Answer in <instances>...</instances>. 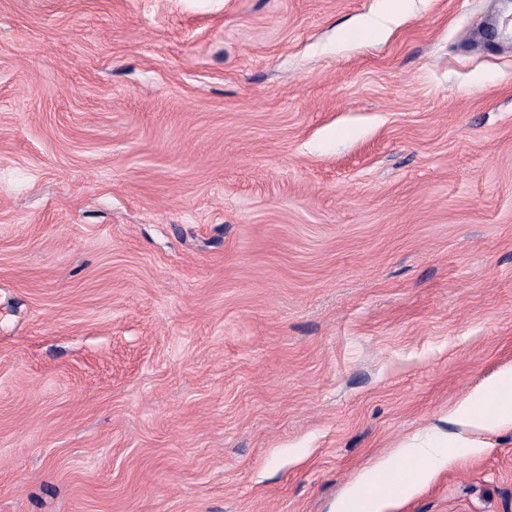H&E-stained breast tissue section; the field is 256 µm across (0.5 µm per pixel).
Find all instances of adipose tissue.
<instances>
[{
  "label": "adipose tissue",
  "mask_w": 512,
  "mask_h": 512,
  "mask_svg": "<svg viewBox=\"0 0 512 512\" xmlns=\"http://www.w3.org/2000/svg\"><path fill=\"white\" fill-rule=\"evenodd\" d=\"M449 417L464 430V437L451 439L426 429L416 432L404 440L399 453L366 470L336 512H385L398 495L430 481L448 457L480 448L479 434L512 426V370L490 388L457 403Z\"/></svg>",
  "instance_id": "ef3b65f1"
}]
</instances>
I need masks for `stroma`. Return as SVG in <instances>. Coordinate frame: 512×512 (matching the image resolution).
<instances>
[{"instance_id": "stroma-1", "label": "stroma", "mask_w": 512, "mask_h": 512, "mask_svg": "<svg viewBox=\"0 0 512 512\" xmlns=\"http://www.w3.org/2000/svg\"><path fill=\"white\" fill-rule=\"evenodd\" d=\"M384 3L0 0V512H336L512 367V5Z\"/></svg>"}]
</instances>
